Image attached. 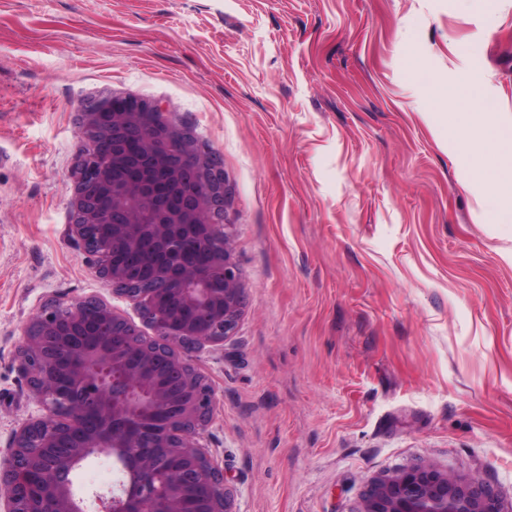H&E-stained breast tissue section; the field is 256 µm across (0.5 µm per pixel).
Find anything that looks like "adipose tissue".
Masks as SVG:
<instances>
[{
    "instance_id": "ef3b65f1",
    "label": "adipose tissue",
    "mask_w": 512,
    "mask_h": 512,
    "mask_svg": "<svg viewBox=\"0 0 512 512\" xmlns=\"http://www.w3.org/2000/svg\"><path fill=\"white\" fill-rule=\"evenodd\" d=\"M455 140L460 177L476 176L491 188L495 198L512 203V124H503L497 113L472 106L470 111L461 113ZM486 155L495 157V165L473 171V159Z\"/></svg>"
}]
</instances>
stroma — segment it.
<instances>
[{"label": "stroma", "instance_id": "stroma-1", "mask_svg": "<svg viewBox=\"0 0 512 512\" xmlns=\"http://www.w3.org/2000/svg\"><path fill=\"white\" fill-rule=\"evenodd\" d=\"M462 81L512 124V0H0V448L44 305L142 322L68 234L78 106L133 95L224 169L244 306L193 364L232 512H360L419 463L512 512V224L434 119Z\"/></svg>", "mask_w": 512, "mask_h": 512}]
</instances>
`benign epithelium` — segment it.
Instances as JSON below:
<instances>
[{
  "mask_svg": "<svg viewBox=\"0 0 512 512\" xmlns=\"http://www.w3.org/2000/svg\"><path fill=\"white\" fill-rule=\"evenodd\" d=\"M153 112L150 127L142 114ZM84 147L71 170L73 224L90 273L133 303L157 336L133 340L134 326L98 297L55 300L24 330L16 357L43 414L25 420L0 455L6 512H232L224 474L203 452L216 392L192 353L234 335L243 308L239 270L224 232V176L187 129L171 125L157 103L112 95L80 105ZM197 192L185 188L204 179ZM217 237L220 278L176 261L156 281L142 280L131 257L148 241L168 257L184 240ZM102 310L87 326L88 304ZM140 414L162 419L155 432L166 463L130 434ZM101 455L117 460L113 488L77 492L72 472ZM361 512H501L478 481L417 464L374 481Z\"/></svg>",
  "mask_w": 512,
  "mask_h": 512,
  "instance_id": "7a95c632",
  "label": "benign epithelium"
}]
</instances>
